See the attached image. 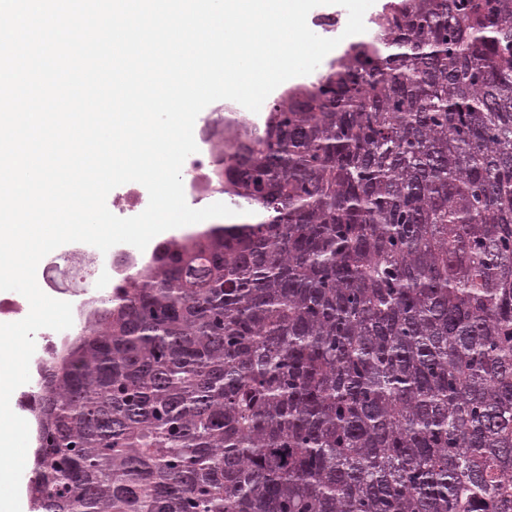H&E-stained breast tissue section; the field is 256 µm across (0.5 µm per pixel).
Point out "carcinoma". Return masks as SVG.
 <instances>
[{"label": "carcinoma", "instance_id": "carcinoma-1", "mask_svg": "<svg viewBox=\"0 0 512 512\" xmlns=\"http://www.w3.org/2000/svg\"><path fill=\"white\" fill-rule=\"evenodd\" d=\"M371 23L51 359L29 512H512V0Z\"/></svg>", "mask_w": 512, "mask_h": 512}]
</instances>
